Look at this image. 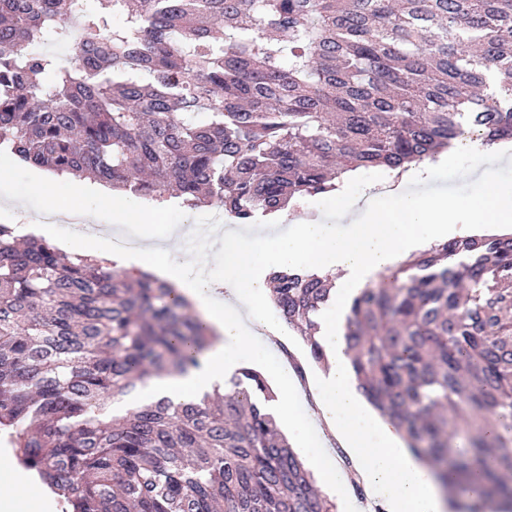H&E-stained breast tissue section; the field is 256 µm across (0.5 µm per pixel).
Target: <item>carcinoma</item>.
I'll return each mask as SVG.
<instances>
[{"label": "carcinoma", "mask_w": 512, "mask_h": 512, "mask_svg": "<svg viewBox=\"0 0 512 512\" xmlns=\"http://www.w3.org/2000/svg\"><path fill=\"white\" fill-rule=\"evenodd\" d=\"M466 134L512 140V0H0V154L22 164L246 224ZM271 282L323 363L329 278ZM346 340L364 396L447 490L512 500V235L388 269L353 299ZM209 345L168 282L0 224V435L61 512H336L254 369L222 402L108 412Z\"/></svg>", "instance_id": "1"}]
</instances>
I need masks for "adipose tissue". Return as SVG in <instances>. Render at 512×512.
I'll return each instance as SVG.
<instances>
[{"label":"adipose tissue","instance_id":"ef3b65f1","mask_svg":"<svg viewBox=\"0 0 512 512\" xmlns=\"http://www.w3.org/2000/svg\"><path fill=\"white\" fill-rule=\"evenodd\" d=\"M48 177L36 178L34 193L50 209L73 217L74 199L95 197L99 211L112 224L126 223L139 201L127 197L113 202L110 188L74 183L67 198L54 192ZM392 206L373 211L359 223L340 228L310 213L292 215L288 233L276 236L228 234L212 252L207 277L195 279L186 291L197 313L216 339L199 367L175 376L146 380L144 394L176 402L198 400L223 390L242 359L264 362L266 351L252 330L264 321L261 308L268 298L271 269L306 266L336 279V298L322 314V335L329 369L317 379L318 409L341 446L359 464L358 475L368 497L385 512H452L453 506L438 487L432 468L407 450L403 434L387 418L367 408L351 370L346 342L347 314L352 299L376 274L394 267L413 252L452 238L463 224H484L495 232L512 231V182L489 177L463 200L416 199L397 185L381 191ZM184 227L170 224L157 235L153 224H143L136 251L115 254L109 233L77 238L74 250L95 251L101 257H119L128 266L150 267L158 276L181 281L183 270L198 259L182 249Z\"/></svg>","mask_w":512,"mask_h":512}]
</instances>
